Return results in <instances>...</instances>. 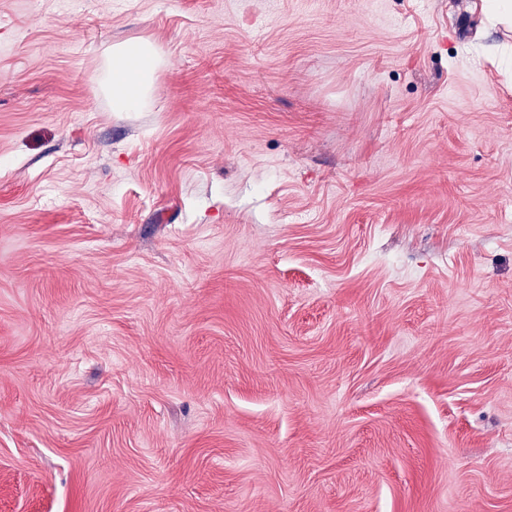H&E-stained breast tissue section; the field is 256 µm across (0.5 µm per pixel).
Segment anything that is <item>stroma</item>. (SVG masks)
<instances>
[{
	"label": "stroma",
	"mask_w": 512,
	"mask_h": 512,
	"mask_svg": "<svg viewBox=\"0 0 512 512\" xmlns=\"http://www.w3.org/2000/svg\"><path fill=\"white\" fill-rule=\"evenodd\" d=\"M481 2L0 0V512H512ZM159 60L146 42H131L113 47L108 57L112 78L107 90L117 110L131 109L154 91V75Z\"/></svg>",
	"instance_id": "obj_1"
}]
</instances>
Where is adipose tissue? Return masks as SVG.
I'll use <instances>...</instances> for the list:
<instances>
[{"instance_id":"adipose-tissue-1","label":"adipose tissue","mask_w":512,"mask_h":512,"mask_svg":"<svg viewBox=\"0 0 512 512\" xmlns=\"http://www.w3.org/2000/svg\"><path fill=\"white\" fill-rule=\"evenodd\" d=\"M159 60L145 42H131L113 47L108 57L111 78L107 90L116 109H131L154 90V75Z\"/></svg>"}]
</instances>
